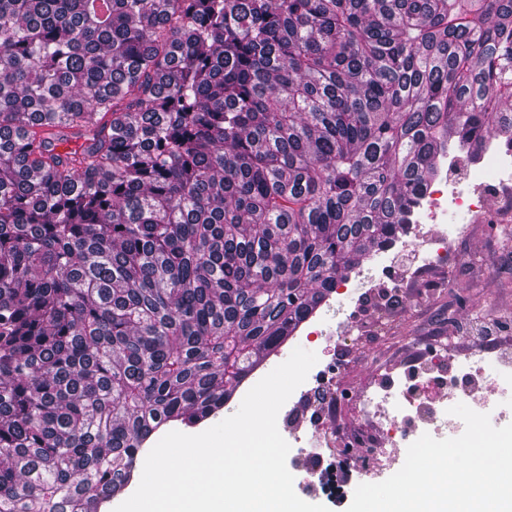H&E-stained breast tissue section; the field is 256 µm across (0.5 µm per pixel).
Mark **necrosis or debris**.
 Wrapping results in <instances>:
<instances>
[{"label": "necrosis or debris", "mask_w": 512, "mask_h": 512, "mask_svg": "<svg viewBox=\"0 0 512 512\" xmlns=\"http://www.w3.org/2000/svg\"><path fill=\"white\" fill-rule=\"evenodd\" d=\"M451 211L512 223L511 144L499 137L488 140L479 161L468 164L463 176L437 174L413 213L408 233L395 240V247L418 251L423 265L439 264L453 243L470 232L469 225L445 223ZM356 278L357 291L349 299L328 304L323 316L312 322L308 335L298 342L299 347L316 354L317 362L277 417L278 430L295 456H305L312 439L336 458L351 457L357 449L370 446L374 452L362 462L376 471L405 459L408 446L421 436L423 423L455 426L457 418L449 410L456 404L489 414L499 427L512 419V350L477 361L472 353L452 351L450 340L437 337L430 342L417 373L424 385L439 390L438 399L410 397L403 375L387 372L379 376L364 402L365 411L377 420L376 440L338 430L335 422L350 393L336 377L356 342L352 326L358 322L362 333L379 334V323L362 322L361 310L384 309L403 284L390 266L378 260L359 267ZM481 385L490 398L479 403L473 394Z\"/></svg>", "instance_id": "necrosis-or-debris-1"}]
</instances>
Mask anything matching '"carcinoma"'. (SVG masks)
<instances>
[{
	"label": "carcinoma",
	"instance_id": "carcinoma-1",
	"mask_svg": "<svg viewBox=\"0 0 512 512\" xmlns=\"http://www.w3.org/2000/svg\"><path fill=\"white\" fill-rule=\"evenodd\" d=\"M511 102L512 0H0V512H99Z\"/></svg>",
	"mask_w": 512,
	"mask_h": 512
}]
</instances>
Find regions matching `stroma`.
<instances>
[{
  "label": "stroma",
  "instance_id": "1",
  "mask_svg": "<svg viewBox=\"0 0 512 512\" xmlns=\"http://www.w3.org/2000/svg\"><path fill=\"white\" fill-rule=\"evenodd\" d=\"M431 275L451 279L452 284L431 294L424 284L408 282L397 312L379 336L351 351L342 386L358 393L367 390L378 373L417 362L426 338L438 332L452 337L454 349H473L475 342L467 332L470 318L512 321V233H504L502 225H473L470 236L449 251L447 269L432 270ZM321 460L316 468L310 459L293 456L286 464L292 471L310 468V482L298 495L330 512H346L359 484L378 483L391 475L387 469L369 475L356 456L338 460L325 454Z\"/></svg>",
  "mask_w": 512,
  "mask_h": 512
}]
</instances>
